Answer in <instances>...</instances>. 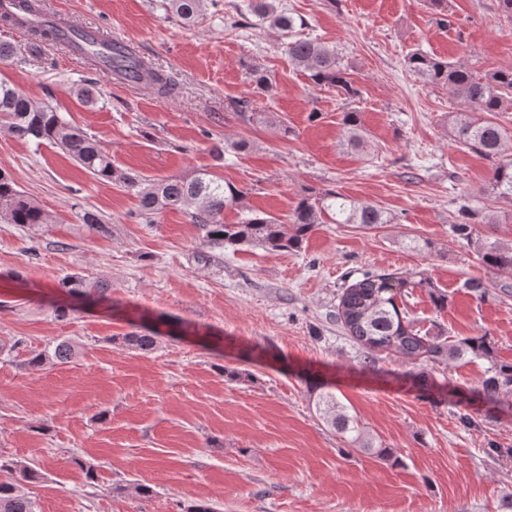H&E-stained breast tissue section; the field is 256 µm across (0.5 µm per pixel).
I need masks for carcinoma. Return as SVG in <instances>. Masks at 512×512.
Returning a JSON list of instances; mask_svg holds the SVG:
<instances>
[{"label":"carcinoma","mask_w":512,"mask_h":512,"mask_svg":"<svg viewBox=\"0 0 512 512\" xmlns=\"http://www.w3.org/2000/svg\"><path fill=\"white\" fill-rule=\"evenodd\" d=\"M204 0H164L163 7L185 24L195 22ZM253 12L287 39L286 50L294 64L310 72L320 86L334 87L349 97L359 90L347 79L336 60V53L320 42L296 35L293 14L278 9L276 0H254ZM408 69L428 82L448 89L462 110L455 113L453 125L457 142L493 162L491 192L512 199V127L479 116L481 112H512V68L481 75L463 63H448L421 52L407 60ZM138 70L158 95L175 89L171 77L153 67L139 52L131 48L120 58H112V74L123 80ZM5 126L19 139L38 145H58L94 178L123 184L138 200L137 216L147 223L167 210L185 212L202 234L206 247L238 250L243 246L266 251H289L301 247L307 235L320 224L321 214L331 215L336 224H388L382 209L359 204L334 190L319 197L301 199L285 219L257 212L245 205L246 194L235 186L207 172L194 177H175L147 182L138 176L118 170L112 156L102 148L95 135L66 121L52 106L38 103L6 80H0V126ZM343 125L349 142L355 146L362 140L360 113L344 114ZM236 209L247 215L236 224L224 223V210ZM461 222L452 226L456 235L475 240L481 261L501 270H512V244L490 240L479 235L483 223L480 212L460 206ZM0 221L20 227L52 223L51 215L17 189L13 178L0 169ZM80 223L95 232L106 231L101 216L89 209L79 214ZM59 286L75 297L91 298L104 288L87 277L72 273L59 281ZM433 284L423 272L404 275L388 271L365 272L362 277L342 288L336 308L339 321L349 338L374 355H395L412 364H446L465 356L488 361L487 377L476 394L488 403H500L512 397V362H499L488 337L473 336L453 339L435 327H420L400 306L415 288H431ZM160 340L158 326H145L139 332L116 337L119 345L140 352H151ZM74 357V347L67 342L48 345L28 359L33 367L50 363H67ZM315 408L319 416L336 429L347 443L372 449L361 421L351 415L332 391L321 383L314 384ZM41 478V473L27 465H19L0 457V512H37L36 504L23 491L24 483Z\"/></svg>","instance_id":"obj_1"}]
</instances>
